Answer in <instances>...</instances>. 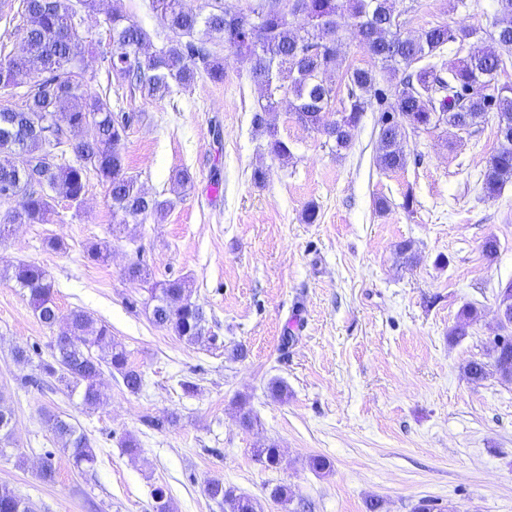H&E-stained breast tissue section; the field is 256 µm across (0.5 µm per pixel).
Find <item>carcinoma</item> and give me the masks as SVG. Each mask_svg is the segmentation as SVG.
Instances as JSON below:
<instances>
[{
	"label": "carcinoma",
	"instance_id": "1",
	"mask_svg": "<svg viewBox=\"0 0 512 512\" xmlns=\"http://www.w3.org/2000/svg\"><path fill=\"white\" fill-rule=\"evenodd\" d=\"M91 14L98 0H21L15 32L24 51L0 63V193L9 189L19 204L5 214L0 241L8 224H48L56 213V197L77 200L84 195L91 170L109 186L112 216L146 219L165 211L170 202L145 195L135 178L127 175L122 145L129 118L112 110L109 100L85 89L83 62L89 52L79 32H68L66 22L75 2ZM349 17L356 24L359 41L381 64L376 73L365 68H347L350 106L338 117L324 122V114L336 88L322 74L340 68L339 42L344 12L339 0H302L306 25L295 26L282 0H259L257 6L240 8L220 3L205 13L185 0H151L152 10L166 22L171 36L148 55L140 49L150 43L149 33L123 13L114 10L107 18L112 35L109 66L117 78L136 86L150 97L164 98L173 87L187 88L198 72L215 82L224 81V65L209 48L222 42L250 62L251 76L267 93V107L277 101L271 90L274 80L289 79L288 106L297 121L321 132L340 151L350 146L353 131L371 100L381 104L393 99L388 111L404 114L410 123L429 131L446 125L468 131L490 112L498 114L500 148L489 159L481 178L484 195L494 197L512 182V84L498 79L512 59V0H497L498 9L491 45L462 56L458 44L474 31L437 24L410 37L389 20L391 0H345ZM452 56L443 59L444 51ZM403 77H398V74ZM19 75L34 76L27 99L19 107L7 104L14 96ZM379 166L401 169L406 164L403 141L408 132L380 115ZM94 128L85 138L82 133ZM268 149L277 158L290 156L288 144L268 129ZM65 145L75 154L73 163L44 167L45 160ZM0 282H13L27 291L30 307L40 322L52 329L60 320L54 284L35 263L20 262L0 269ZM147 305L152 321L189 344L205 339V315L191 300L183 279L170 280L161 288L148 289ZM478 319V310L467 306L450 336L459 341ZM493 367L501 379L512 381V338L493 348ZM108 366L123 379L128 390L140 391V372L129 362L126 349L112 339L105 324L97 323L83 310L67 315L65 330L55 338L52 360L40 364L41 374L63 383L78 394L81 405L92 410L101 402L97 378ZM47 425L69 452L80 471L93 468L96 455L87 435L59 415H50ZM205 492L224 506V512H257L251 498L239 494L224 480L206 481ZM0 512H34L32 504L7 488H0Z\"/></svg>",
	"mask_w": 512,
	"mask_h": 512
}]
</instances>
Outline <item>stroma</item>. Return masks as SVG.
Wrapping results in <instances>:
<instances>
[{
  "label": "stroma",
  "mask_w": 512,
  "mask_h": 512,
  "mask_svg": "<svg viewBox=\"0 0 512 512\" xmlns=\"http://www.w3.org/2000/svg\"><path fill=\"white\" fill-rule=\"evenodd\" d=\"M115 8L150 33L153 48L168 34L151 0H100L81 22L96 45L86 83L130 115L125 170L171 206L117 223L106 183L88 173L80 208L60 199L52 223L10 225L0 268L41 265L61 314L82 309L108 325L143 386L130 392L103 368L102 401L87 410L58 382L21 385L50 359L54 332L19 287L0 284V406L12 413L0 486L37 512H156L159 488L172 512H224L204 492L211 477L261 512H413L424 500L439 512H512V383L465 373L471 361L492 363L497 295L512 282V182L494 198L481 190L499 147L494 117L467 133L443 126L409 137L405 167L385 171L377 106L341 152L297 122L282 90L258 127L264 93L249 62L221 44L223 81L202 73L162 99L130 90L108 71ZM394 8L404 33L444 23L473 30L472 45L483 47L497 2L394 0ZM269 126L290 147L288 160L269 153ZM258 167L267 172L261 184L252 179ZM179 170L190 184H172ZM310 206L312 224L302 219ZM54 237L63 250L47 248ZM489 238L498 242L492 259L483 252ZM104 241L108 260L89 259ZM403 242L414 262L398 254ZM134 262L154 283L186 280L207 340L190 344L152 323L147 291L124 275ZM468 305L479 318L452 341ZM17 348L28 363L15 362ZM275 380L287 384V400L272 397ZM243 408L252 428L239 422ZM53 413L87 434L93 469L78 471L60 449L44 421ZM129 435L138 455L122 446ZM269 443L280 451L273 467L253 454ZM47 456L50 482L40 475ZM316 457L329 472L312 469ZM279 485L291 502L271 498Z\"/></svg>",
  "instance_id": "obj_1"
}]
</instances>
